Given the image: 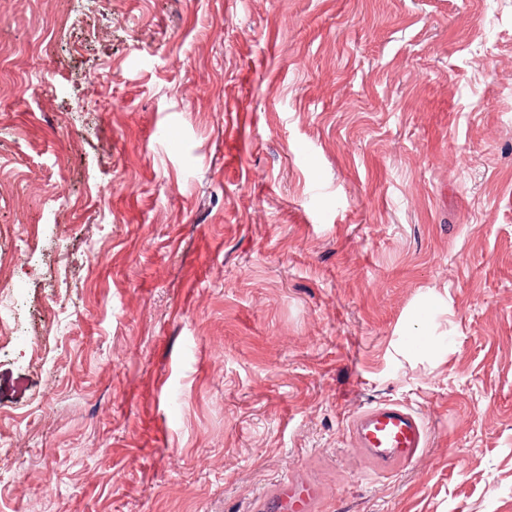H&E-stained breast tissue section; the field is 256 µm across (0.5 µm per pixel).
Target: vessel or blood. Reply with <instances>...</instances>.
Segmentation results:
<instances>
[{"label": "vessel or blood", "mask_w": 512, "mask_h": 512, "mask_svg": "<svg viewBox=\"0 0 512 512\" xmlns=\"http://www.w3.org/2000/svg\"><path fill=\"white\" fill-rule=\"evenodd\" d=\"M353 448L366 458L374 472L391 474L411 464L427 445V431L411 408L383 402L358 415L350 424ZM318 485L288 474L271 492L255 499L251 512H326Z\"/></svg>", "instance_id": "b4317fda"}]
</instances>
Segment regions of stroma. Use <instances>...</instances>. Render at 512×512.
I'll use <instances>...</instances> for the list:
<instances>
[{"label":"stroma","mask_w":512,"mask_h":512,"mask_svg":"<svg viewBox=\"0 0 512 512\" xmlns=\"http://www.w3.org/2000/svg\"><path fill=\"white\" fill-rule=\"evenodd\" d=\"M0 52V512H512V0H0ZM349 439L352 448L371 463L375 473L392 474L411 464L426 448L427 431L411 408L383 402L351 422ZM327 507L318 485L293 473L281 480L275 489L255 499L251 512H325Z\"/></svg>","instance_id":"obj_1"}]
</instances>
